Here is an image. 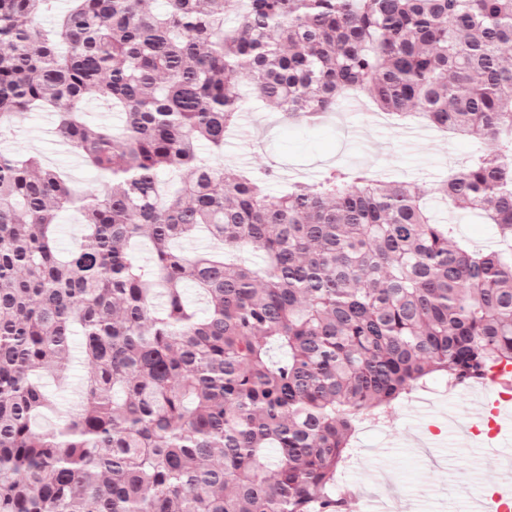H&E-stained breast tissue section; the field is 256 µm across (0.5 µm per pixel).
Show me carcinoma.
<instances>
[{
	"instance_id": "carcinoma-1",
	"label": "carcinoma",
	"mask_w": 512,
	"mask_h": 512,
	"mask_svg": "<svg viewBox=\"0 0 512 512\" xmlns=\"http://www.w3.org/2000/svg\"><path fill=\"white\" fill-rule=\"evenodd\" d=\"M51 2L0 0V129L56 109L101 188L0 155V512H347L360 419L433 375L512 381V0H70L43 34ZM245 82L303 119L358 91L489 142L435 192L496 248L411 182L338 167L273 194L226 167ZM91 100L120 132L84 120ZM68 209L84 233L61 255ZM201 231L214 250L182 248ZM77 334L80 407L38 431ZM437 219L445 224H454L455 236L458 239H467L479 246H491L497 239L493 235L490 224H483L475 215L448 214V209L430 199Z\"/></svg>"
}]
</instances>
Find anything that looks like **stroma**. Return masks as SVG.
Instances as JSON below:
<instances>
[{
	"label": "stroma",
	"mask_w": 512,
	"mask_h": 512,
	"mask_svg": "<svg viewBox=\"0 0 512 512\" xmlns=\"http://www.w3.org/2000/svg\"><path fill=\"white\" fill-rule=\"evenodd\" d=\"M249 125H239L224 139V162L241 168L269 169L277 186L292 180H311L313 172L335 166L371 167L386 181H409L430 190L448 170L471 158L473 139L429 131L407 141L406 128L375 114L363 96L341 102L324 120L294 124L282 110L252 103L245 110ZM58 118L50 111L24 112L0 131V154H34L42 163L61 170L79 191L95 189L100 179L95 170L76 160L74 152L58 146ZM440 222L453 224L455 235L479 246L495 244L490 225L474 215L449 213L435 206ZM84 383L82 339L74 337L69 384L57 392V411L39 420L38 426L54 428L76 408ZM426 399L436 407L432 418L416 417L413 406ZM471 399L451 394L438 376L397 401L388 420L359 427L349 451L351 462L339 475L348 488L383 475L395 484L391 496L394 512H470L469 491L474 479L494 480L500 458L489 437L478 447L459 439L454 420L466 419Z\"/></svg>",
	"instance_id": "35a3bbf8"
}]
</instances>
